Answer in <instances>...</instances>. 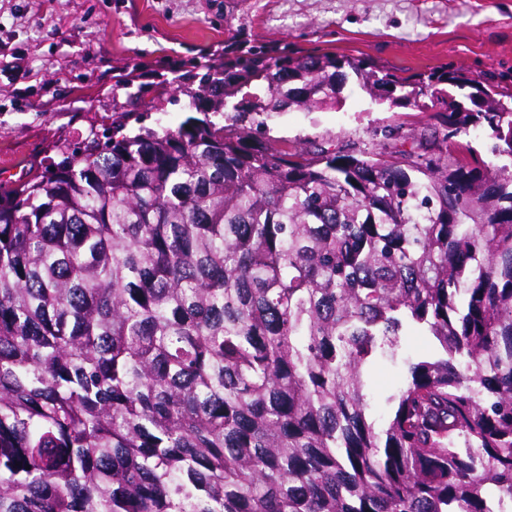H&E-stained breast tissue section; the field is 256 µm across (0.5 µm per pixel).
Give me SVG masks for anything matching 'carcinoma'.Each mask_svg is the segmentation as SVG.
Listing matches in <instances>:
<instances>
[{
    "label": "carcinoma",
    "instance_id": "cac0c4a2",
    "mask_svg": "<svg viewBox=\"0 0 512 512\" xmlns=\"http://www.w3.org/2000/svg\"><path fill=\"white\" fill-rule=\"evenodd\" d=\"M354 75L456 154L266 141ZM0 185V512H494L512 499V103L234 37ZM188 98L175 129L151 112ZM134 120L136 131L127 132ZM417 331L385 427L366 372Z\"/></svg>",
    "mask_w": 512,
    "mask_h": 512
}]
</instances>
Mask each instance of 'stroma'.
<instances>
[{"label":"stroma","instance_id":"1","mask_svg":"<svg viewBox=\"0 0 512 512\" xmlns=\"http://www.w3.org/2000/svg\"><path fill=\"white\" fill-rule=\"evenodd\" d=\"M251 44L369 58L402 77L451 68L512 90V0H0V182L25 177L59 138L111 129L116 91L137 71L155 93L177 72L223 58L227 28ZM335 107L290 111L269 123L278 147L352 142L390 153L437 148L435 107L390 106L348 79ZM397 129L383 134L385 126ZM428 337H402L368 374L370 417L383 423L405 364Z\"/></svg>","mask_w":512,"mask_h":512}]
</instances>
